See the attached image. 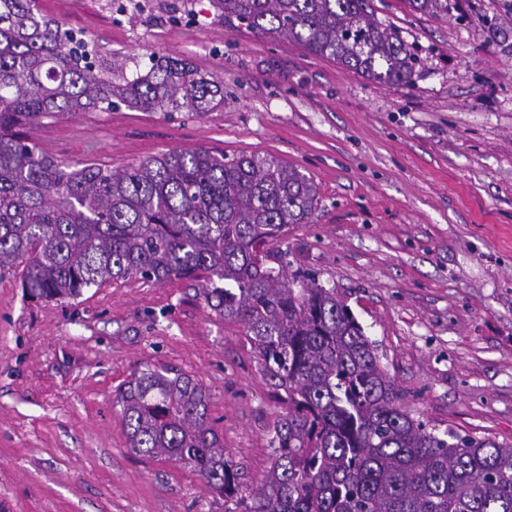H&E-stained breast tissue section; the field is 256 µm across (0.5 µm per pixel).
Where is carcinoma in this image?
Wrapping results in <instances>:
<instances>
[{"instance_id":"cac0c4a2","label":"carcinoma","mask_w":512,"mask_h":512,"mask_svg":"<svg viewBox=\"0 0 512 512\" xmlns=\"http://www.w3.org/2000/svg\"><path fill=\"white\" fill-rule=\"evenodd\" d=\"M226 20L284 36L369 79L408 82L416 58L367 0H212ZM448 12V0H408ZM42 12L0 0V268L23 265L31 299L76 298L110 281L201 285L243 326L286 412L255 491L224 456L209 396L190 376L146 369L116 402L132 451L190 465L224 512H512V444L413 417L346 300L288 276L280 248L318 205L314 182L268 156L173 150L122 170L47 156L27 130L61 112L117 103L201 112L224 92L190 64L151 55L123 71Z\"/></svg>"}]
</instances>
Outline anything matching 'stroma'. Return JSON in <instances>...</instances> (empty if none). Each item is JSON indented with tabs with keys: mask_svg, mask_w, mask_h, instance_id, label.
Listing matches in <instances>:
<instances>
[{
	"mask_svg": "<svg viewBox=\"0 0 512 512\" xmlns=\"http://www.w3.org/2000/svg\"><path fill=\"white\" fill-rule=\"evenodd\" d=\"M368 4L415 55L410 82L225 22L212 0H39L114 62L186 60L224 102L63 114L31 136L115 169L194 148L295 165L318 206L288 228L292 269L346 298L413 416L512 444V0ZM20 274L0 269V512H224L191 466L128 448L116 392L149 368L205 389L244 493L261 485L285 406L243 326L198 284L114 281L45 301Z\"/></svg>",
	"mask_w": 512,
	"mask_h": 512,
	"instance_id": "stroma-1",
	"label": "stroma"
}]
</instances>
